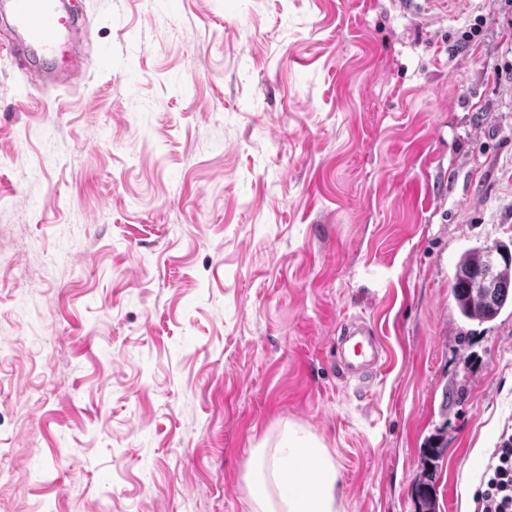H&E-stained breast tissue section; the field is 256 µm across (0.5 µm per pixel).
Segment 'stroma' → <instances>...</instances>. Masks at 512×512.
<instances>
[{
  "label": "stroma",
  "mask_w": 512,
  "mask_h": 512,
  "mask_svg": "<svg viewBox=\"0 0 512 512\" xmlns=\"http://www.w3.org/2000/svg\"><path fill=\"white\" fill-rule=\"evenodd\" d=\"M64 4L71 100L0 55V512H251L289 427L339 512H418L437 435V512H475L512 309L463 322L452 287L512 242V0ZM354 318L367 394L329 358ZM375 336V331L365 321L350 322L343 341V344H348L351 349L350 359L343 361L346 375L359 377L362 373L376 368L380 354Z\"/></svg>",
  "instance_id": "1"
}]
</instances>
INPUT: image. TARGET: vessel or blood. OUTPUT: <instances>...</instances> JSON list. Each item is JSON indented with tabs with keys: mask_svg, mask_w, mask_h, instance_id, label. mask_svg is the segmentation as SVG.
I'll list each match as a JSON object with an SVG mask.
<instances>
[{
	"mask_svg": "<svg viewBox=\"0 0 512 512\" xmlns=\"http://www.w3.org/2000/svg\"><path fill=\"white\" fill-rule=\"evenodd\" d=\"M0 10L9 17L11 29L10 38L0 42V53L22 70L40 75L45 98L56 96L66 84L54 73L84 20L63 13L57 0H7ZM344 342L351 349L350 358L343 362L346 375L355 377L376 368L379 349L375 332L365 321L350 322Z\"/></svg>",
	"mask_w": 512,
	"mask_h": 512,
	"instance_id": "vessel-or-blood-1",
	"label": "vessel or blood"
}]
</instances>
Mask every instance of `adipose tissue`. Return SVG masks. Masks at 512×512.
<instances>
[{
    "label": "adipose tissue",
    "instance_id": "obj_1",
    "mask_svg": "<svg viewBox=\"0 0 512 512\" xmlns=\"http://www.w3.org/2000/svg\"><path fill=\"white\" fill-rule=\"evenodd\" d=\"M336 490L331 456L292 428L277 446L257 448L244 476L251 512H337Z\"/></svg>",
    "mask_w": 512,
    "mask_h": 512
}]
</instances>
